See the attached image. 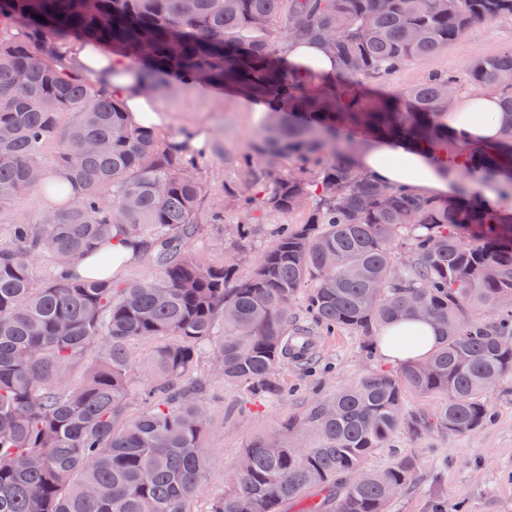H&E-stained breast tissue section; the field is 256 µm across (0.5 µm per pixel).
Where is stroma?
Masks as SVG:
<instances>
[{
	"mask_svg": "<svg viewBox=\"0 0 512 512\" xmlns=\"http://www.w3.org/2000/svg\"><path fill=\"white\" fill-rule=\"evenodd\" d=\"M512 47V18L489 23L468 38L450 43L440 53L413 62L387 79L369 78L367 92H387L423 82L434 72L460 76L461 93L471 86L464 76L473 57L495 55ZM164 119L158 129L170 137L195 134L207 143L196 162L197 174L205 185L203 210L220 209L224 221L201 225L191 249L204 261L224 259V228L239 223L241 213L232 201L240 185V163L256 155L258 135L265 115L251 111V99L222 87L186 86L168 81L164 93L154 95ZM46 208L44 195L36 189L17 197L0 212V244L8 242L14 222L36 221ZM313 374L302 373L294 362L282 364L280 378L287 399L280 404H262L242 389L224 384L212 375L209 364L199 374L212 399L205 441L208 468L197 494L196 512H207L213 496L224 485L250 440L264 431L285 425L300 416L314 400L355 383L379 369H389L382 356L365 358L361 339L339 331L318 337ZM492 417L484 427L467 433L412 435L401 430L391 447L373 454L367 468L381 469L395 456L413 458L417 476L413 485L393 500L390 512H435L438 501L465 500L469 512H512V378L487 396Z\"/></svg>",
	"mask_w": 512,
	"mask_h": 512,
	"instance_id": "stroma-1",
	"label": "stroma"
}]
</instances>
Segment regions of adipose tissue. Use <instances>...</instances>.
<instances>
[{
  "label": "adipose tissue",
  "mask_w": 512,
  "mask_h": 512,
  "mask_svg": "<svg viewBox=\"0 0 512 512\" xmlns=\"http://www.w3.org/2000/svg\"><path fill=\"white\" fill-rule=\"evenodd\" d=\"M71 56L82 74L122 95L132 121L160 122L155 104L137 82L130 76L113 74L111 62L101 60L99 52L78 44L72 47ZM287 61L294 71L313 75L320 81L332 79L338 69L337 63L314 43L289 45ZM505 120L500 94L475 90L456 98L448 114V127L456 140L455 153L420 150L402 140H377L360 155L358 163L375 181L438 198L448 193L447 169L453 168L460 156L498 143ZM398 329L418 333L422 341L405 349L380 346V355L394 364L424 356L438 341L437 328L429 321L404 322Z\"/></svg>",
  "instance_id": "ef3b65f1"
}]
</instances>
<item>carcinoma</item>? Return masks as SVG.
<instances>
[{
    "mask_svg": "<svg viewBox=\"0 0 512 512\" xmlns=\"http://www.w3.org/2000/svg\"><path fill=\"white\" fill-rule=\"evenodd\" d=\"M192 4L0 0V209L36 188L61 201L35 223L12 224L11 243L0 245V512H193L207 469L202 359L275 403L286 398L280 364H314L300 354L310 327L360 336L371 355L376 331L432 321L440 338L423 360L374 371L253 440L208 508L387 512L417 466L402 457L371 472L366 460L405 427H483L487 391L512 377V220L469 191L482 179L512 196V48L467 70L471 85L501 92L507 121L497 150L460 159L454 199L371 181L356 163L367 142L354 133L454 152L444 90L457 77L432 74L387 96L368 95L362 81L512 16V0ZM311 39L338 61L330 82L286 64L288 43ZM76 43L111 56L146 92L172 76L265 103L259 159L243 160L236 201L267 217L302 211L303 222L273 225L255 261L247 243L261 228L234 224L224 262H202L189 248L198 224L224 223L201 210L194 158L204 148H192L191 134L173 140L130 124L120 95L75 69ZM48 143L53 179L41 160ZM115 238L137 243L156 275L116 284L102 252L97 273L71 271ZM40 256L54 274L37 286L30 263ZM154 337L170 342L138 357L133 342ZM96 345L97 363L71 386L66 368ZM136 369L146 379L138 394ZM408 392L448 401L433 415L411 413ZM134 395L150 407L125 423ZM312 488L327 495L309 499Z\"/></svg>",
    "mask_w": 512,
    "mask_h": 512,
    "instance_id": "carcinoma-1",
    "label": "carcinoma"
}]
</instances>
